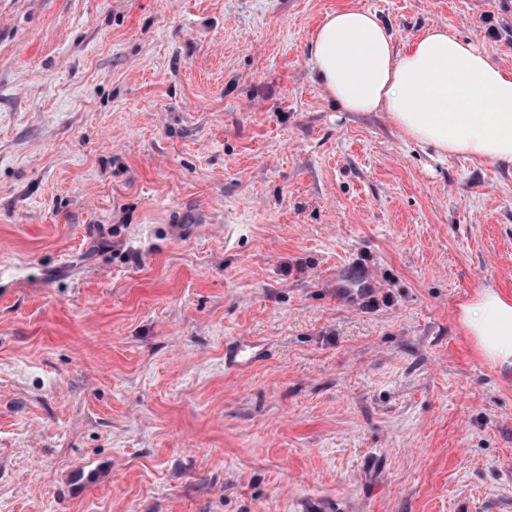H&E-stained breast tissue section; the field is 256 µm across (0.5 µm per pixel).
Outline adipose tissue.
I'll list each match as a JSON object with an SVG mask.
<instances>
[{
  "label": "adipose tissue",
  "instance_id": "ef3b65f1",
  "mask_svg": "<svg viewBox=\"0 0 512 512\" xmlns=\"http://www.w3.org/2000/svg\"><path fill=\"white\" fill-rule=\"evenodd\" d=\"M310 72L346 112H386L439 153L512 165V70L432 26L405 46L374 12L327 13L309 42ZM461 322L482 355L512 369V299L488 288Z\"/></svg>",
  "mask_w": 512,
  "mask_h": 512
}]
</instances>
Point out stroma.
Returning a JSON list of instances; mask_svg holds the SVG:
<instances>
[{
	"mask_svg": "<svg viewBox=\"0 0 512 512\" xmlns=\"http://www.w3.org/2000/svg\"><path fill=\"white\" fill-rule=\"evenodd\" d=\"M347 6L512 69V0H0V512H512V166L336 108ZM461 322L485 358L500 368L512 369V299L485 289L462 308ZM256 346L248 337H238L224 350V363L229 368L241 370L257 356Z\"/></svg>",
	"mask_w": 512,
	"mask_h": 512,
	"instance_id": "stroma-1",
	"label": "stroma"
}]
</instances>
